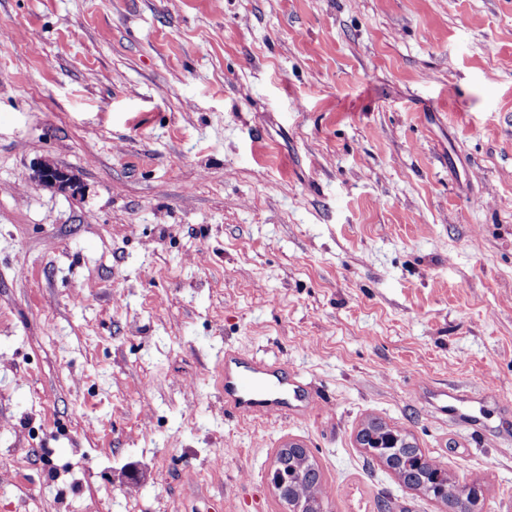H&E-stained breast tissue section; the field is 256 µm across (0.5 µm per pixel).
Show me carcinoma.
Wrapping results in <instances>:
<instances>
[{
    "instance_id": "carcinoma-1",
    "label": "carcinoma",
    "mask_w": 512,
    "mask_h": 512,
    "mask_svg": "<svg viewBox=\"0 0 512 512\" xmlns=\"http://www.w3.org/2000/svg\"><path fill=\"white\" fill-rule=\"evenodd\" d=\"M357 441L366 452L385 464L410 488L448 505L449 512L476 506L468 486L452 480L442 465L428 458L409 435L377 420L369 421ZM276 497L288 512H323L326 490L318 464L307 449L288 444V452L275 453Z\"/></svg>"
}]
</instances>
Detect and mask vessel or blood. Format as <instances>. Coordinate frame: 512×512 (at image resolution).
<instances>
[{"label":"vessel or blood","mask_w":512,"mask_h":512,"mask_svg":"<svg viewBox=\"0 0 512 512\" xmlns=\"http://www.w3.org/2000/svg\"><path fill=\"white\" fill-rule=\"evenodd\" d=\"M224 413L234 419L301 418L318 400L310 382L280 361L225 348L219 367Z\"/></svg>","instance_id":"obj_1"}]
</instances>
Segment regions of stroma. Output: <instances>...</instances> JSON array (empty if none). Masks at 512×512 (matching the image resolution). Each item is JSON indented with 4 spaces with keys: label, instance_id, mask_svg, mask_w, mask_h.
Returning <instances> with one entry per match:
<instances>
[{
    "label": "stroma",
    "instance_id": "stroma-1",
    "mask_svg": "<svg viewBox=\"0 0 512 512\" xmlns=\"http://www.w3.org/2000/svg\"><path fill=\"white\" fill-rule=\"evenodd\" d=\"M228 346L317 407L226 417ZM374 417L512 512V0H0V512H282L289 441L448 512ZM37 181L46 187H53L64 191H71L72 194L79 193L80 184L65 170L55 164L48 162L40 163L36 169ZM357 441L405 485L445 503L449 512L473 509L478 503L466 494L469 486L453 481L448 471L428 458L409 435L390 429L381 421L371 420L359 431Z\"/></svg>",
    "mask_w": 512,
    "mask_h": 512
}]
</instances>
